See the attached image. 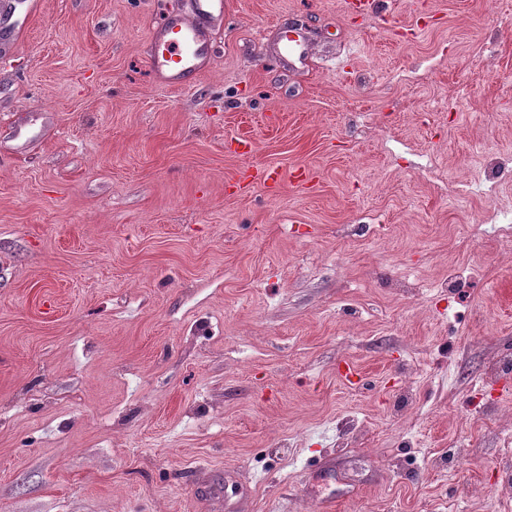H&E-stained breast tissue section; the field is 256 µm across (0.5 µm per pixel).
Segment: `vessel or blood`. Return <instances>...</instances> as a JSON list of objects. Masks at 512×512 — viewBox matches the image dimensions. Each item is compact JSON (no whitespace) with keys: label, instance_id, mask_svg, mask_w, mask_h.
I'll return each instance as SVG.
<instances>
[{"label":"vessel or blood","instance_id":"obj_1","mask_svg":"<svg viewBox=\"0 0 512 512\" xmlns=\"http://www.w3.org/2000/svg\"><path fill=\"white\" fill-rule=\"evenodd\" d=\"M224 13V0H187L184 11L172 13L149 35V66L158 82L184 88L200 75L212 55L210 25ZM311 42L302 29L284 28L278 49L289 63L303 62Z\"/></svg>","mask_w":512,"mask_h":512}]
</instances>
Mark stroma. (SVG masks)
<instances>
[{
    "mask_svg": "<svg viewBox=\"0 0 512 512\" xmlns=\"http://www.w3.org/2000/svg\"><path fill=\"white\" fill-rule=\"evenodd\" d=\"M185 2L0 0V512H512V0ZM183 12L168 14L149 35V66L158 82L184 88L212 55L210 25L224 14L223 0H188ZM311 42L307 34L301 29H293L290 26L283 28L279 34L278 49L289 65L296 62L302 63L309 55Z\"/></svg>",
    "mask_w": 512,
    "mask_h": 512,
    "instance_id": "stroma-1",
    "label": "stroma"
}]
</instances>
